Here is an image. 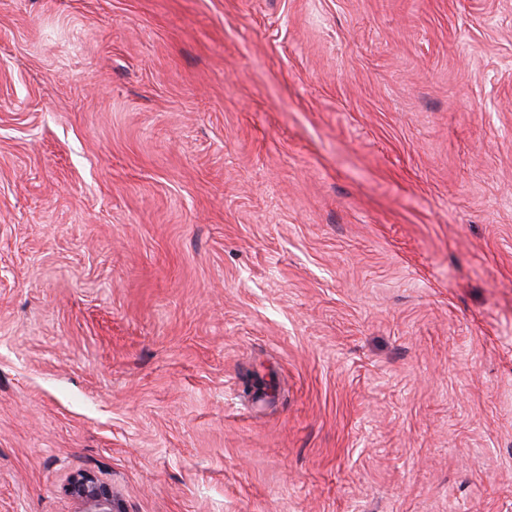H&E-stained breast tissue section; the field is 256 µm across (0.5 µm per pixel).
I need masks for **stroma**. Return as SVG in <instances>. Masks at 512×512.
Listing matches in <instances>:
<instances>
[{
  "instance_id": "stroma-1",
  "label": "stroma",
  "mask_w": 512,
  "mask_h": 512,
  "mask_svg": "<svg viewBox=\"0 0 512 512\" xmlns=\"http://www.w3.org/2000/svg\"><path fill=\"white\" fill-rule=\"evenodd\" d=\"M512 512V0H0V512ZM65 492L80 506V512H114L112 488L93 474L72 475Z\"/></svg>"
}]
</instances>
